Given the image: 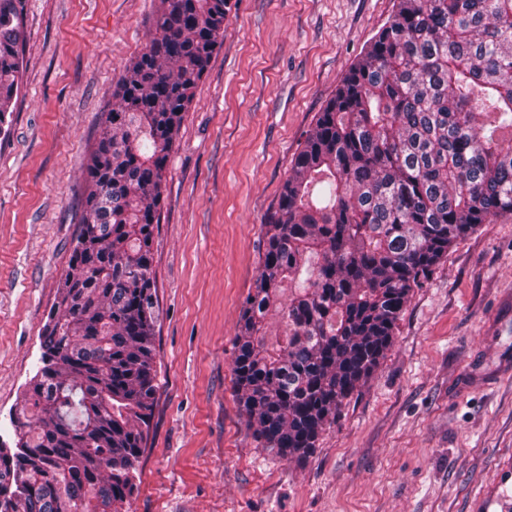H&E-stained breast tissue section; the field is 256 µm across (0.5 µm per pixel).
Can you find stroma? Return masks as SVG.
Masks as SVG:
<instances>
[{
	"label": "stroma",
	"mask_w": 512,
	"mask_h": 512,
	"mask_svg": "<svg viewBox=\"0 0 512 512\" xmlns=\"http://www.w3.org/2000/svg\"><path fill=\"white\" fill-rule=\"evenodd\" d=\"M397 0H230L163 177L157 392L128 512H506L512 214L414 289L393 346L302 461L264 448L235 388L239 311L305 135ZM159 0H25L0 129V443L41 356L89 191L85 168Z\"/></svg>",
	"instance_id": "1"
}]
</instances>
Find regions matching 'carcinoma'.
<instances>
[{"instance_id":"cac0c4a2","label":"carcinoma","mask_w":512,"mask_h":512,"mask_svg":"<svg viewBox=\"0 0 512 512\" xmlns=\"http://www.w3.org/2000/svg\"><path fill=\"white\" fill-rule=\"evenodd\" d=\"M87 165L91 189L41 363L0 444V512H127L156 394L154 225L182 113L229 0H160ZM21 0H0V121L19 87ZM512 214V0H399L319 113L266 218L234 338L263 447L306 458L393 345L449 248ZM290 285L288 297L283 286ZM287 332L269 347L266 318Z\"/></svg>"}]
</instances>
